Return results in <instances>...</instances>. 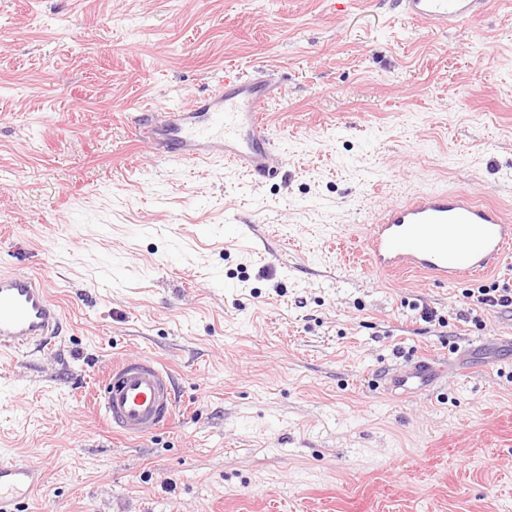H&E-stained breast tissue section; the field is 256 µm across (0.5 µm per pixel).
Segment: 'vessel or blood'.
<instances>
[{"label":"vessel or blood","instance_id":"1","mask_svg":"<svg viewBox=\"0 0 512 512\" xmlns=\"http://www.w3.org/2000/svg\"><path fill=\"white\" fill-rule=\"evenodd\" d=\"M404 17L448 31L480 21L489 0H392ZM268 85L260 78L233 76L207 103L192 99L163 120H146L148 142L160 143L174 159H221L254 179L273 176L277 157L264 130L262 107ZM349 257L368 269L397 274L410 269L435 282L454 285L512 262V217L464 190L426 189L384 209L364 243L348 241ZM63 320L45 280L26 272H0V349L24 355L49 348ZM444 364L428 357L385 375L384 386L406 397L439 378ZM93 408L113 433L145 438L166 428L177 410L171 373L146 356H122L101 375ZM41 477L39 466L0 460V512H19Z\"/></svg>","mask_w":512,"mask_h":512}]
</instances>
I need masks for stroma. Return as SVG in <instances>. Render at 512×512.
I'll return each mask as SVG.
<instances>
[{"label": "stroma", "instance_id": "1", "mask_svg": "<svg viewBox=\"0 0 512 512\" xmlns=\"http://www.w3.org/2000/svg\"><path fill=\"white\" fill-rule=\"evenodd\" d=\"M228 71L275 87L273 178L138 138ZM434 186L512 215V0L448 34L389 0H0V270L65 321L0 352V458L44 473L22 512H512V316L336 249ZM138 353L180 409L130 440L89 390ZM420 355L447 372L378 388Z\"/></svg>", "mask_w": 512, "mask_h": 512}]
</instances>
